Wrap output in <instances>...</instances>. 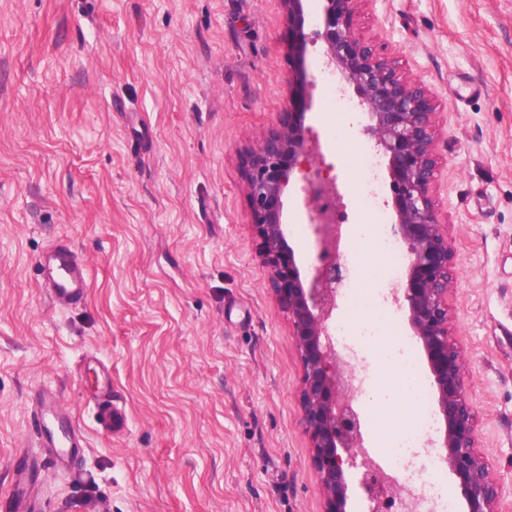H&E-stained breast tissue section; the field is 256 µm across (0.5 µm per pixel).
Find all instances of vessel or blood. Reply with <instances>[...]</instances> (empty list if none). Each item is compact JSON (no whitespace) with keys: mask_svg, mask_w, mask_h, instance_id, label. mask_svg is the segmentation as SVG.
Segmentation results:
<instances>
[{"mask_svg":"<svg viewBox=\"0 0 512 512\" xmlns=\"http://www.w3.org/2000/svg\"><path fill=\"white\" fill-rule=\"evenodd\" d=\"M41 285L50 300L62 307L79 305L90 288L89 276L83 261L70 242L62 241L43 252L38 260ZM34 416L38 426L40 447L56 449L55 460L67 467L71 457L80 452L84 440L70 424V419L49 390L38 392L33 400ZM34 467L16 472L11 495L0 500V512H37L31 492Z\"/></svg>","mask_w":512,"mask_h":512,"instance_id":"obj_1","label":"vessel or blood"}]
</instances>
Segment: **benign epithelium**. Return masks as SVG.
<instances>
[{
    "mask_svg": "<svg viewBox=\"0 0 512 512\" xmlns=\"http://www.w3.org/2000/svg\"><path fill=\"white\" fill-rule=\"evenodd\" d=\"M305 0H282L289 26L303 35ZM322 26L316 32L336 64L341 87L353 89L367 123L362 134L374 140L387 159L394 220L391 237L403 247L406 273L390 288L420 347L435 390L439 434L425 453L453 475L463 512H499V485L477 449V419L467 397L463 351L449 333L448 296L457 275L448 249V225L433 201L438 161L436 106L420 81L403 74L396 57L358 38L354 21L360 0H321ZM304 113L290 112L253 148L242 164V182L259 256L269 269L271 287L288 311L303 378L301 423L310 439L311 465L323 494V512H351V471H356L365 512H419L420 499L407 478L383 472L367 452V434L354 399L364 381L351 357L330 335L340 288L349 274L344 263L342 225L316 207V197L337 193L336 181L323 176L316 141ZM302 172L307 223L314 226L324 257L311 280L297 265L286 239L282 197L296 172Z\"/></svg>",
    "mask_w": 512,
    "mask_h": 512,
    "instance_id": "7a95c632",
    "label": "benign epithelium"
}]
</instances>
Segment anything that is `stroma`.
I'll use <instances>...</instances> for the list:
<instances>
[{
	"label": "stroma",
	"instance_id": "obj_1",
	"mask_svg": "<svg viewBox=\"0 0 512 512\" xmlns=\"http://www.w3.org/2000/svg\"><path fill=\"white\" fill-rule=\"evenodd\" d=\"M281 0H0V498L39 456V512H322L300 423L302 365L268 282L240 155L305 112L360 224L353 109L316 37ZM357 37L396 56L437 107L433 199L457 273L453 339L478 447L512 512V0H360ZM303 274L311 225L284 195ZM72 243L86 300L58 308L36 259ZM359 350L361 408L390 379ZM52 390L86 446L67 468L35 445ZM111 400L123 431H102Z\"/></svg>",
	"mask_w": 512,
	"mask_h": 512
}]
</instances>
